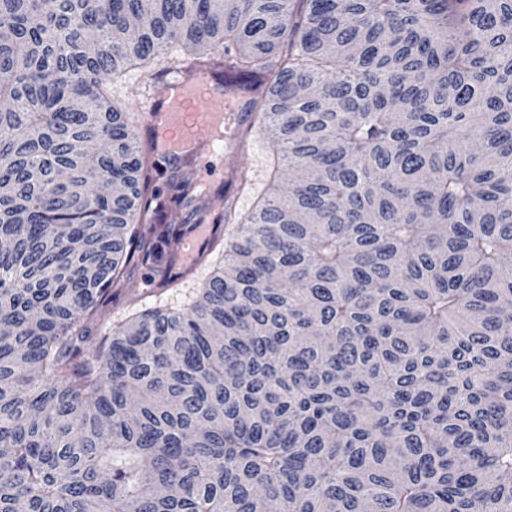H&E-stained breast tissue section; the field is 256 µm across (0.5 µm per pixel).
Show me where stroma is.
I'll use <instances>...</instances> for the list:
<instances>
[{
  "mask_svg": "<svg viewBox=\"0 0 512 512\" xmlns=\"http://www.w3.org/2000/svg\"><path fill=\"white\" fill-rule=\"evenodd\" d=\"M180 63L181 55L174 51L160 57L150 69L129 68L112 83V99L115 105L130 116H137L139 107L151 95L157 74L169 72ZM244 136L247 143L241 155V166L248 175L245 186L228 181L225 176L227 160L224 156L202 149L189 162L194 177L199 180L200 194L195 198L196 206L201 209L198 221L216 227L215 243L202 258L199 270L185 274L176 285L168 287L163 283L165 275L179 266L173 252L162 251L158 260L149 265H130L126 272L128 288L107 299L102 307L100 320L91 331L92 336L104 335L113 325L126 322L142 312L151 309L177 311L187 308L198 299L202 283L223 260L226 241L234 237L238 230L237 225L219 222L220 211L212 206L214 197L224 193L234 196L239 214L244 215L253 210L258 200L272 186L287 188L290 174L288 170L276 168L274 165L271 132L261 133L254 129L245 131Z\"/></svg>",
  "mask_w": 512,
  "mask_h": 512,
  "instance_id": "1",
  "label": "stroma"
}]
</instances>
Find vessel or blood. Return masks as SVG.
<instances>
[{"label": "vessel or blood", "mask_w": 512, "mask_h": 512, "mask_svg": "<svg viewBox=\"0 0 512 512\" xmlns=\"http://www.w3.org/2000/svg\"><path fill=\"white\" fill-rule=\"evenodd\" d=\"M243 84L225 80L216 87L209 72H197L192 79L170 76L143 114V126L155 148L175 151L195 145L234 154L243 147L242 130L248 119L241 112ZM199 232L185 235L177 246V258L185 269L200 260Z\"/></svg>", "instance_id": "b4317fda"}]
</instances>
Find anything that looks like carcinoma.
I'll return each instance as SVG.
<instances>
[{
	"instance_id": "carcinoma-1",
	"label": "carcinoma",
	"mask_w": 512,
	"mask_h": 512,
	"mask_svg": "<svg viewBox=\"0 0 512 512\" xmlns=\"http://www.w3.org/2000/svg\"><path fill=\"white\" fill-rule=\"evenodd\" d=\"M176 44L288 192L96 346L194 202L110 92ZM1 239L0 512H512V0H0Z\"/></svg>"
}]
</instances>
